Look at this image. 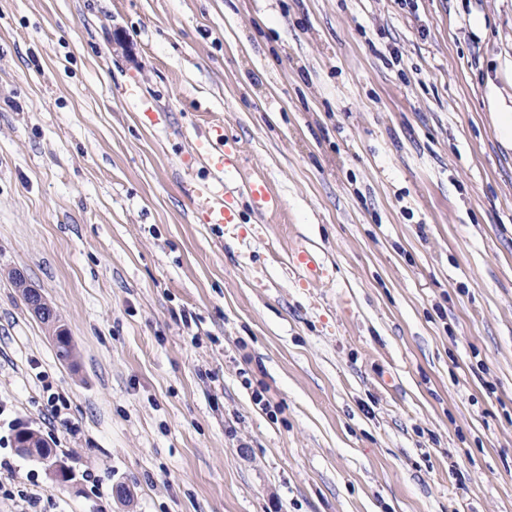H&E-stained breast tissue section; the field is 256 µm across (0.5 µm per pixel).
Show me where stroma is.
I'll use <instances>...</instances> for the list:
<instances>
[{"label": "stroma", "instance_id": "stroma-1", "mask_svg": "<svg viewBox=\"0 0 512 512\" xmlns=\"http://www.w3.org/2000/svg\"><path fill=\"white\" fill-rule=\"evenodd\" d=\"M508 57L512 0H0V512H512ZM217 124L278 214L208 223ZM486 98L496 138L504 147L512 149V63L510 91L489 82Z\"/></svg>", "mask_w": 512, "mask_h": 512}]
</instances>
